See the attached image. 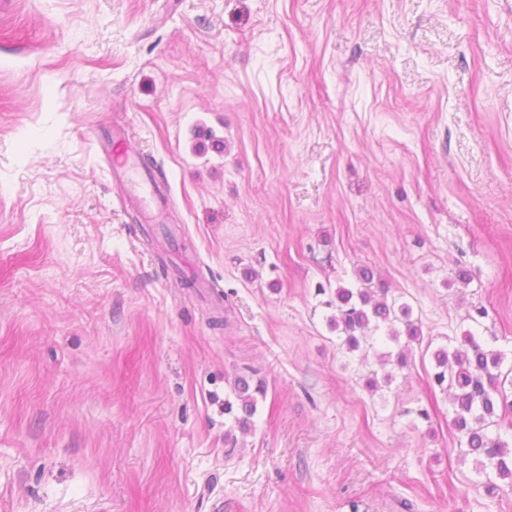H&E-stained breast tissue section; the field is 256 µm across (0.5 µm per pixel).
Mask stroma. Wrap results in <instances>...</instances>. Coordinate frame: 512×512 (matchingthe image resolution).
Masks as SVG:
<instances>
[{
  "label": "stroma",
  "mask_w": 512,
  "mask_h": 512,
  "mask_svg": "<svg viewBox=\"0 0 512 512\" xmlns=\"http://www.w3.org/2000/svg\"><path fill=\"white\" fill-rule=\"evenodd\" d=\"M359 266L425 339L375 393ZM467 331L512 366V0H0V512H512L432 381ZM253 376H236L232 381L228 380L231 393L224 400V414L233 415L234 423L242 433H247L251 427L258 397L263 398L267 393L265 381L258 379L254 382Z\"/></svg>",
  "instance_id": "35a3bbf8"
}]
</instances>
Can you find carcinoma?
I'll list each match as a JSON object with an SVG mask.
<instances>
[{
  "label": "carcinoma",
  "instance_id": "cac0c4a2",
  "mask_svg": "<svg viewBox=\"0 0 512 512\" xmlns=\"http://www.w3.org/2000/svg\"><path fill=\"white\" fill-rule=\"evenodd\" d=\"M373 278L370 268L357 269L360 287L336 290V314L329 319L341 347L350 353H361L364 361L374 348L373 337L364 334V329L372 325L386 330L384 342L388 349L375 353L379 371L370 372L365 379V387L371 392L390 384L393 370L406 368L411 346L423 340L422 325L413 320L411 306L388 299L383 288H372ZM463 342L464 350L443 345L432 352L433 381L451 395L452 426L459 434L461 457H472L475 469L485 478L487 494L493 495L500 489V482L512 485V448L502 439L497 414L500 405L512 409L505 391V383L512 384V367L502 373L504 354L480 338L467 334ZM229 386L231 393L224 400V414L233 416L235 425L246 433L258 398L266 396V383L251 376H237Z\"/></svg>",
  "mask_w": 512,
  "mask_h": 512
}]
</instances>
